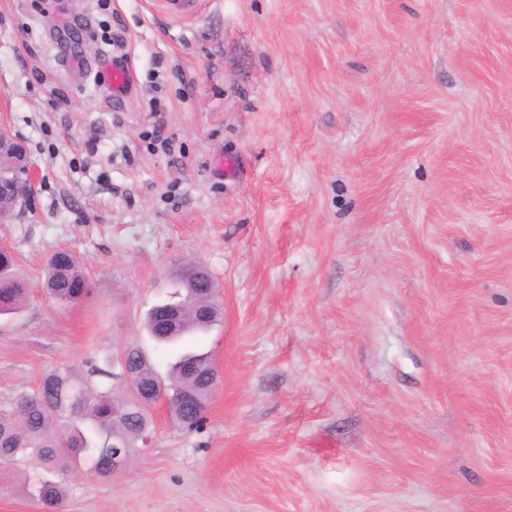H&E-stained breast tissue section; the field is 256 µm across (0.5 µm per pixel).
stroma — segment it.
I'll return each instance as SVG.
<instances>
[{
	"label": "stroma",
	"mask_w": 512,
	"mask_h": 512,
	"mask_svg": "<svg viewBox=\"0 0 512 512\" xmlns=\"http://www.w3.org/2000/svg\"><path fill=\"white\" fill-rule=\"evenodd\" d=\"M0 124L38 177L0 413L146 342L182 261L223 310L202 430L0 464V512H512V0H0ZM106 82L112 91V94H123L126 92L131 83V73L128 68L117 63L108 66L105 69ZM44 284L48 294L60 303L77 302L90 292L77 257L67 250H60L51 256ZM65 495L64 486L53 481H44L37 488L39 501L51 511H56L60 507Z\"/></svg>",
	"instance_id": "obj_1"
}]
</instances>
